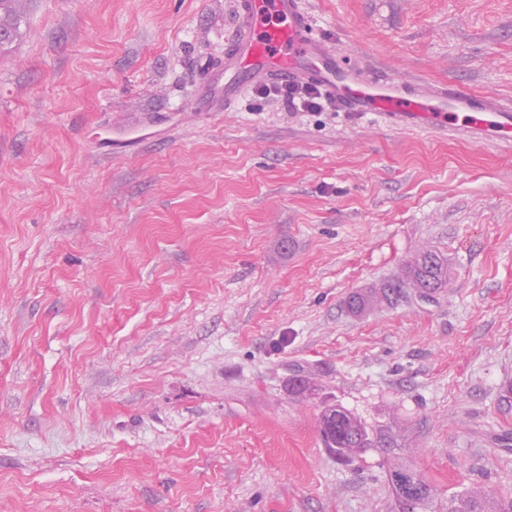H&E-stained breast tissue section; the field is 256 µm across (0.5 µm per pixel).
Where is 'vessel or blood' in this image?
Returning <instances> with one entry per match:
<instances>
[{
    "label": "vessel or blood",
    "instance_id": "vessel-or-blood-1",
    "mask_svg": "<svg viewBox=\"0 0 512 512\" xmlns=\"http://www.w3.org/2000/svg\"><path fill=\"white\" fill-rule=\"evenodd\" d=\"M235 26L224 60L208 70L195 97L209 108L243 100L262 83H311L344 112L367 114L394 128L461 133L477 144L512 133V105L440 84L422 87L386 72L361 71L322 35L303 0H232Z\"/></svg>",
    "mask_w": 512,
    "mask_h": 512
}]
</instances>
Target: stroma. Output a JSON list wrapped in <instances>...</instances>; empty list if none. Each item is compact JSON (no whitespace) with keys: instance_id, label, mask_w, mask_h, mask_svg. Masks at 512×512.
I'll return each instance as SVG.
<instances>
[{"instance_id":"1","label":"stroma","mask_w":512,"mask_h":512,"mask_svg":"<svg viewBox=\"0 0 512 512\" xmlns=\"http://www.w3.org/2000/svg\"><path fill=\"white\" fill-rule=\"evenodd\" d=\"M364 69L512 103V0H306ZM0 51V512H401L390 464L512 500V144L199 112L229 0H19ZM433 299L354 292L423 247ZM312 391L292 393L298 376ZM340 405L390 450L346 463Z\"/></svg>"}]
</instances>
